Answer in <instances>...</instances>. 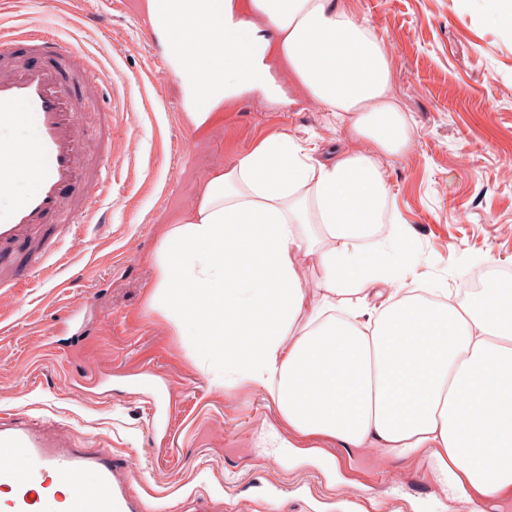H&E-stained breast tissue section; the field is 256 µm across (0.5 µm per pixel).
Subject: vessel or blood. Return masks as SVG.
I'll return each mask as SVG.
<instances>
[{"mask_svg":"<svg viewBox=\"0 0 512 512\" xmlns=\"http://www.w3.org/2000/svg\"><path fill=\"white\" fill-rule=\"evenodd\" d=\"M30 47L51 56L34 67L0 62V251L18 247L29 254L28 272L50 278L52 262L66 237L92 223L99 211L98 176L82 138V114L67 85L89 72L90 62L73 44L48 27L33 24L25 32ZM32 189L15 193L16 184ZM82 187L76 204L63 191ZM59 232L47 235L44 225ZM66 480L69 494L59 495L53 478ZM131 461L110 449L79 443L75 433L53 420L32 422L27 416L0 410V487L8 496L0 512H40L42 501L59 500L63 512H149L136 489Z\"/></svg>","mask_w":512,"mask_h":512,"instance_id":"obj_1","label":"vessel or blood"}]
</instances>
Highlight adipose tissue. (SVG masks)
I'll return each mask as SVG.
<instances>
[{
  "instance_id": "ef3b65f1",
  "label": "adipose tissue",
  "mask_w": 512,
  "mask_h": 512,
  "mask_svg": "<svg viewBox=\"0 0 512 512\" xmlns=\"http://www.w3.org/2000/svg\"><path fill=\"white\" fill-rule=\"evenodd\" d=\"M146 8L193 130L231 94L280 95L277 62L364 144L318 159L283 132L212 169L162 238L151 308L192 328L225 382L260 389L297 435L349 455L430 448L476 499L512 497V280L486 279L459 302L444 288L430 299L394 287L397 266L414 261L405 224L386 216L381 161L413 137L366 19L347 0ZM386 218L389 246H364ZM349 293L360 303L337 315Z\"/></svg>"
}]
</instances>
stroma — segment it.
<instances>
[{
	"mask_svg": "<svg viewBox=\"0 0 512 512\" xmlns=\"http://www.w3.org/2000/svg\"><path fill=\"white\" fill-rule=\"evenodd\" d=\"M141 0H9L0 33L33 65L18 33L54 28L105 70L109 83L87 107L82 140L95 148L98 114H112L110 193L101 223L82 225L75 262L55 279L26 278L0 296V409L69 425L81 439L131 458L139 492L154 512H178L194 495L224 512H458L468 492L431 451L382 462L347 457L330 442L288 430L259 389L219 386L186 340L149 306L162 227L188 206L210 170L267 136L316 133L320 149H358L286 71L273 76L290 106L260 93L224 101L217 123L197 136L184 119V92L140 13ZM393 63L390 94L408 118L410 151L385 165L389 210L408 226L417 282L468 294L473 258L512 275V30L494 23L484 0H351ZM79 308L85 325L56 327ZM115 371L93 384L86 369ZM151 369L172 396L169 435L153 432L133 385Z\"/></svg>",
	"mask_w": 512,
	"mask_h": 512,
	"instance_id": "35a3bbf8",
	"label": "stroma"
}]
</instances>
